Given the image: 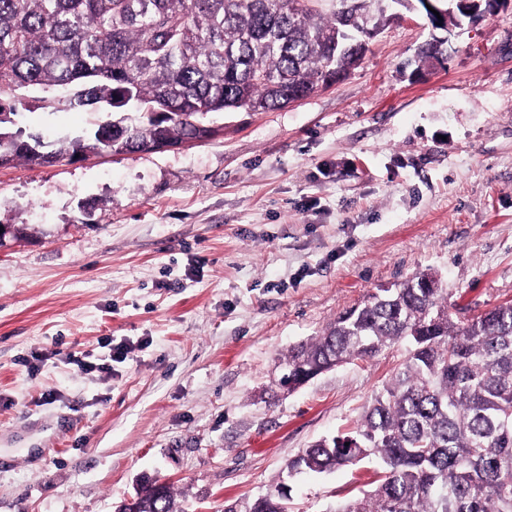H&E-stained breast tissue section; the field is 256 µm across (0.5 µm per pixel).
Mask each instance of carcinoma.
Listing matches in <instances>:
<instances>
[{
    "label": "carcinoma",
    "instance_id": "carcinoma-1",
    "mask_svg": "<svg viewBox=\"0 0 512 512\" xmlns=\"http://www.w3.org/2000/svg\"><path fill=\"white\" fill-rule=\"evenodd\" d=\"M0 0V100L60 87L112 119L64 148L30 153L0 130V161L28 165L155 143L191 142L225 112H269L348 72L336 50L344 21L380 26L379 0ZM441 279L419 271L341 312L288 351L281 385L297 389L343 363L404 342L407 355L352 428L288 461V475L381 462L361 496L325 512H512V302L458 323ZM277 486L224 505L282 512ZM139 512H184L171 486L148 478Z\"/></svg>",
    "mask_w": 512,
    "mask_h": 512
}]
</instances>
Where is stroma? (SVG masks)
Listing matches in <instances>:
<instances>
[{
  "instance_id": "35a3bbf8",
  "label": "stroma",
  "mask_w": 512,
  "mask_h": 512,
  "mask_svg": "<svg viewBox=\"0 0 512 512\" xmlns=\"http://www.w3.org/2000/svg\"><path fill=\"white\" fill-rule=\"evenodd\" d=\"M384 9L338 83L212 141L0 167V512H114L145 475L184 512L283 481L324 512L373 463L290 482L288 461L351 428L406 346L294 391L289 349L418 271L460 321L512 301V9L419 73L420 6ZM106 118L36 89L5 128L57 144Z\"/></svg>"
}]
</instances>
